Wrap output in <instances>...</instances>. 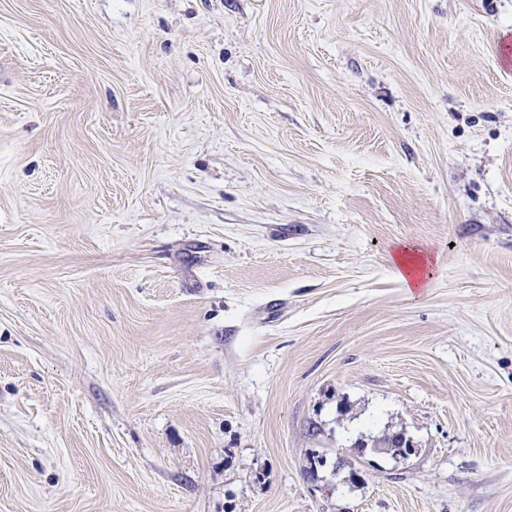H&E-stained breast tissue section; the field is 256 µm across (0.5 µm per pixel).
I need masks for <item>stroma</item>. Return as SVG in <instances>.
Segmentation results:
<instances>
[{
    "label": "stroma",
    "instance_id": "stroma-1",
    "mask_svg": "<svg viewBox=\"0 0 512 512\" xmlns=\"http://www.w3.org/2000/svg\"><path fill=\"white\" fill-rule=\"evenodd\" d=\"M511 34L0 0V512H512ZM423 251L408 244H400L392 255V267L404 287L411 294H419L428 287V277L425 274L430 260Z\"/></svg>",
    "mask_w": 512,
    "mask_h": 512
}]
</instances>
